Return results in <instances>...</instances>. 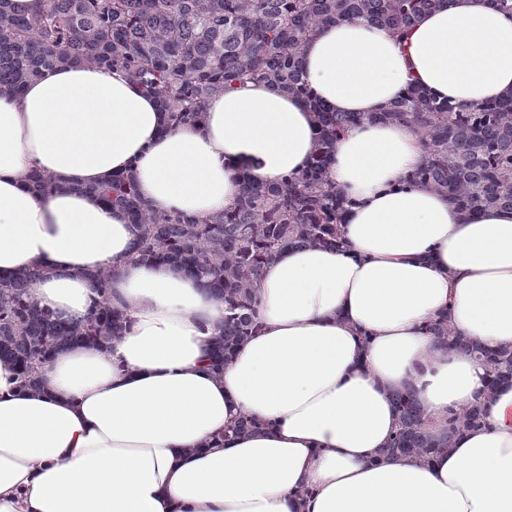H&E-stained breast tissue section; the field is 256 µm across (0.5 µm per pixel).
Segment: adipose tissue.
<instances>
[{
	"label": "adipose tissue",
	"instance_id": "1",
	"mask_svg": "<svg viewBox=\"0 0 512 512\" xmlns=\"http://www.w3.org/2000/svg\"><path fill=\"white\" fill-rule=\"evenodd\" d=\"M302 70L322 103L358 117L330 164L345 246L273 255L255 290L260 332L218 374L206 356L225 304L135 258L133 224L85 188L131 170L158 211H223L243 178L306 168L307 105L249 83L175 126L125 71L86 65L0 96V275L42 268L33 302L71 321L108 267L124 316L104 346L56 351L39 389L0 360V512H512V384L488 391L482 360L426 331L444 314L468 340L512 349V213L468 214L407 183L417 133L374 118L411 84L460 107L512 95V13L443 0L402 41L356 18L310 40ZM33 170L59 190L38 193ZM400 392L435 438L476 401L483 423L429 460L386 456ZM246 416L256 428L225 436Z\"/></svg>",
	"mask_w": 512,
	"mask_h": 512
}]
</instances>
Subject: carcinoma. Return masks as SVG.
<instances>
[{
  "mask_svg": "<svg viewBox=\"0 0 512 512\" xmlns=\"http://www.w3.org/2000/svg\"><path fill=\"white\" fill-rule=\"evenodd\" d=\"M442 0H49L33 15H18L0 0V95L18 92L41 68L86 64L120 68L170 113L175 125L198 121L209 101L247 83H266L301 97L317 117V148L299 175L274 182L246 179L234 204L204 219L161 214L138 194L129 172L108 186H87L122 209L138 234L135 255L173 263L211 288L227 305L224 333L209 354L224 363L259 332L254 292L261 270L285 246L340 250L344 199L335 190L328 162L336 141L354 123L348 112H330L302 79L307 42L324 27L362 17L402 34ZM375 119L412 126L424 149L421 165L407 177L448 195L462 211L512 212V96L473 109L438 103L410 86ZM29 181L44 195L56 180L32 171ZM37 267L0 276V359L14 362L21 383L41 386L39 367L70 344H99L116 336L122 314L107 299L112 269L91 275L99 300L81 320L62 322L37 307L29 288ZM448 348L478 355L489 387L512 381V350L485 351L455 333L447 320L426 327ZM401 427L392 455L427 457L449 448L463 430L480 425L483 407L470 404L448 418L444 442L427 431L410 396L398 394Z\"/></svg>",
  "mask_w": 512,
  "mask_h": 512,
  "instance_id": "cac0c4a2",
  "label": "carcinoma"
}]
</instances>
